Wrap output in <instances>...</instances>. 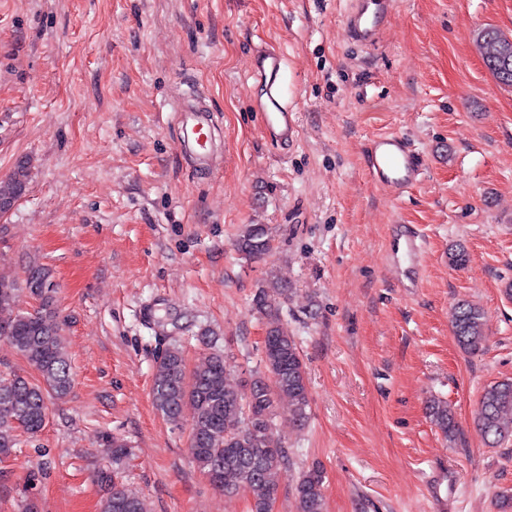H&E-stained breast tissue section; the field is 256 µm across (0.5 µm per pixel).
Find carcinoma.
Instances as JSON below:
<instances>
[{
  "label": "carcinoma",
  "mask_w": 512,
  "mask_h": 512,
  "mask_svg": "<svg viewBox=\"0 0 512 512\" xmlns=\"http://www.w3.org/2000/svg\"><path fill=\"white\" fill-rule=\"evenodd\" d=\"M481 58L500 68L496 81L512 87V44L502 42L493 28L477 36ZM29 161L17 163L12 174L0 180V196L27 189ZM272 232L266 224H245L234 247L246 260H260L271 250ZM25 285L38 297L32 312L13 313L18 285L0 278V338H5L39 374V380L14 377L0 384V459L15 453L17 431L32 436L43 429L46 398L63 397L73 384L71 366L60 341V323L51 295L50 273L44 267L29 270ZM288 301V286L270 282L254 299V309L267 318L263 339V370L252 377L251 395H243L227 381L229 364L221 352L211 353L203 367L188 370L184 351L172 346L157 362L152 385L156 410L169 422L178 423L183 410L193 408L189 453L210 482L227 494L243 492L250 498V512H270L277 501L279 472L290 465L288 451L274 432L278 405L288 402L297 426L309 418L311 404L306 368L295 338L280 325L279 313ZM483 310L469 302L459 304L452 316L458 346L475 354L483 348ZM427 414L444 437L456 436V424L448 404L428 402ZM477 427L482 438L497 444L512 436V381L486 387L480 397ZM105 490L102 512H147L144 500L115 481L99 475ZM324 476L320 466L302 471L295 486L296 512H324Z\"/></svg>",
  "instance_id": "cac0c4a2"
}]
</instances>
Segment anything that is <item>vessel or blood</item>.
Listing matches in <instances>:
<instances>
[{"label": "vessel or blood", "instance_id": "1", "mask_svg": "<svg viewBox=\"0 0 512 512\" xmlns=\"http://www.w3.org/2000/svg\"><path fill=\"white\" fill-rule=\"evenodd\" d=\"M392 7L393 0H355L347 17L348 38L365 47L374 46ZM283 66V55L274 49L258 51L251 60L253 74L264 79L267 90L265 100L257 104L264 118V129L270 137L285 142L291 139L293 126L289 119L290 109L281 103L277 85ZM179 112L185 151L201 161H208L211 149L200 142L202 133L210 128L208 114L193 106L180 107ZM366 165L375 184L398 194L414 185L423 171L420 158L407 140L393 133L371 141Z\"/></svg>", "mask_w": 512, "mask_h": 512}]
</instances>
